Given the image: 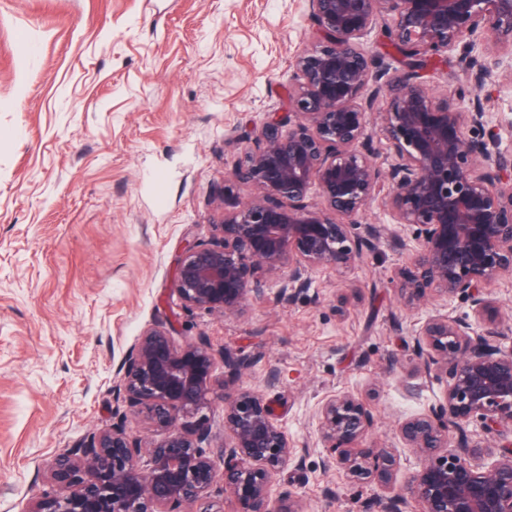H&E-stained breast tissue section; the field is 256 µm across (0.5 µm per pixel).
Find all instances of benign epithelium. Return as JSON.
<instances>
[{"mask_svg":"<svg viewBox=\"0 0 512 512\" xmlns=\"http://www.w3.org/2000/svg\"><path fill=\"white\" fill-rule=\"evenodd\" d=\"M320 45L295 57L287 111L267 112L253 146L224 174V223L210 239L186 233L172 290L187 309L234 315L264 295L262 282L306 288L309 271L354 268L383 228L360 223L386 191L384 210L411 233V266L391 280L406 306L434 290L450 307L416 331L421 364L446 381L443 400L403 421L399 436L421 462L393 478L400 455L362 448L373 427L367 405L349 393L321 401L317 416L325 466L358 484L378 483L376 512H512V336L484 288L512 274V149L502 147L490 100L481 96L484 58L512 83V0H308ZM404 58L391 70L367 49L376 27ZM459 53L463 78L440 91L422 80L428 57ZM391 158L375 161L371 125ZM474 130L485 134L473 136ZM255 188L242 202L238 183ZM215 353L207 338L174 345L162 325L146 329L117 369L118 394L163 433L146 449L124 425L90 433L54 462L52 488L29 512H189L213 495L238 512H305L275 499L277 471L297 458L262 394L224 393V430L232 436L218 466L202 410L214 393ZM457 442L448 448V432ZM503 440L491 464L473 441Z\"/></svg>","mask_w":512,"mask_h":512,"instance_id":"benign-epithelium-1","label":"benign epithelium"}]
</instances>
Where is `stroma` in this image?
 Wrapping results in <instances>:
<instances>
[{
	"label": "stroma",
	"instance_id": "35a3bbf8",
	"mask_svg": "<svg viewBox=\"0 0 512 512\" xmlns=\"http://www.w3.org/2000/svg\"><path fill=\"white\" fill-rule=\"evenodd\" d=\"M317 39L307 0H0V512H28L57 454L125 425L159 442L114 393L142 331L207 337L247 357L216 365L212 453L225 388L258 391L300 462L272 494L306 512H373L379 491L325 469L315 412L349 392L374 415L365 446L401 448L399 424L442 400L413 337L441 310H407L390 284L410 248L383 235L354 269L278 279L234 315L185 309L170 291L182 237L224 221V174L282 108L295 55ZM483 88L512 145V89L495 57Z\"/></svg>",
	"mask_w": 512,
	"mask_h": 512
}]
</instances>
